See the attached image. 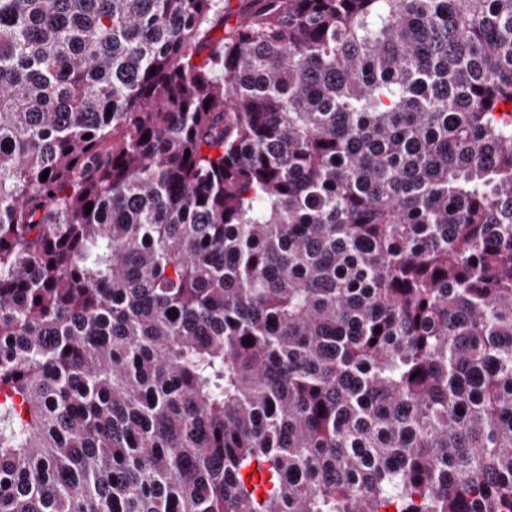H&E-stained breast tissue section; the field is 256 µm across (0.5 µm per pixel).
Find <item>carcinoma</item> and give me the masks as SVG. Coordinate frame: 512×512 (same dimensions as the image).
<instances>
[{
  "instance_id": "obj_1",
  "label": "carcinoma",
  "mask_w": 512,
  "mask_h": 512,
  "mask_svg": "<svg viewBox=\"0 0 512 512\" xmlns=\"http://www.w3.org/2000/svg\"><path fill=\"white\" fill-rule=\"evenodd\" d=\"M0 512H512V0H0Z\"/></svg>"
}]
</instances>
